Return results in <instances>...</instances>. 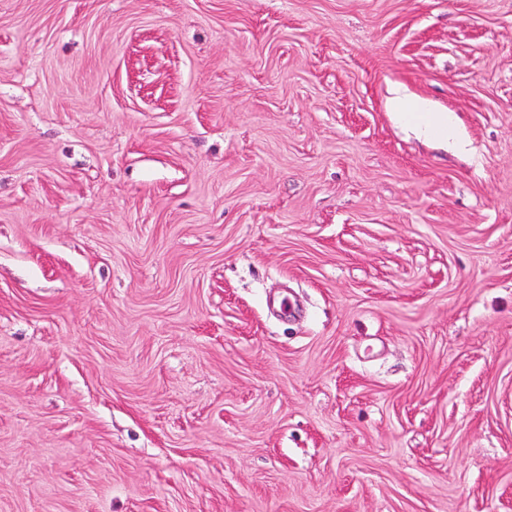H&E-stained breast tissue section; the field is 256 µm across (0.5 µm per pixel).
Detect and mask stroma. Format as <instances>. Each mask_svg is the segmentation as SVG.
Listing matches in <instances>:
<instances>
[{"instance_id": "35a3bbf8", "label": "stroma", "mask_w": 512, "mask_h": 512, "mask_svg": "<svg viewBox=\"0 0 512 512\" xmlns=\"http://www.w3.org/2000/svg\"><path fill=\"white\" fill-rule=\"evenodd\" d=\"M0 512H512V0H0ZM413 126L432 139L448 141L455 137L454 117L449 112L433 113L425 122H417Z\"/></svg>"}]
</instances>
